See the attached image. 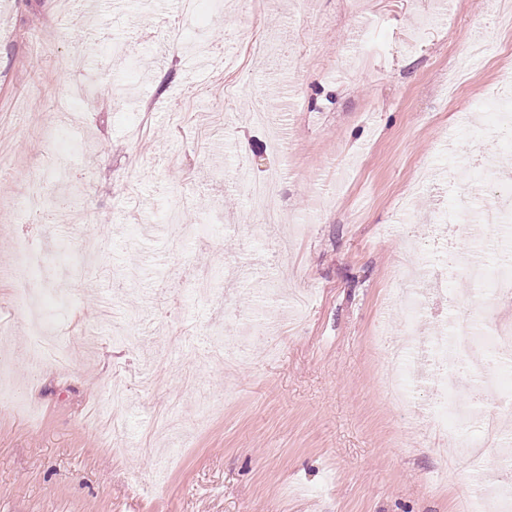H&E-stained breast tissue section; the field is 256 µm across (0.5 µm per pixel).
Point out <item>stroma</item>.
I'll return each mask as SVG.
<instances>
[{"label": "stroma", "instance_id": "1", "mask_svg": "<svg viewBox=\"0 0 512 512\" xmlns=\"http://www.w3.org/2000/svg\"><path fill=\"white\" fill-rule=\"evenodd\" d=\"M176 18L174 0H127L119 16L103 0H0V378L26 383L36 407L0 401V512H457L501 452L444 482V436L414 433L392 406L375 338L403 329V269L504 254L495 228L452 234L435 216L495 131L474 101L490 88L512 98V30L485 0H242L225 13L207 2L197 30L234 65L194 79L197 52L163 41ZM255 32L276 51L250 56ZM78 50L91 62L81 74L65 66ZM454 69L467 81L452 95ZM76 82L79 137L51 146L42 129L65 125L43 103ZM190 88L195 103L171 122ZM258 102L274 128L253 122ZM54 148L68 179L46 174L50 210L26 223L30 161ZM242 156L284 174L274 236L289 246L271 261L228 180ZM85 233L101 243L95 258ZM58 237L65 251L14 279L19 240ZM200 253L209 299L183 276ZM21 287L36 305L14 309ZM294 292L304 310L276 352L242 350L229 374L207 361L221 341L211 319L233 332L272 323ZM38 319L70 364L32 378Z\"/></svg>", "mask_w": 512, "mask_h": 512}]
</instances>
